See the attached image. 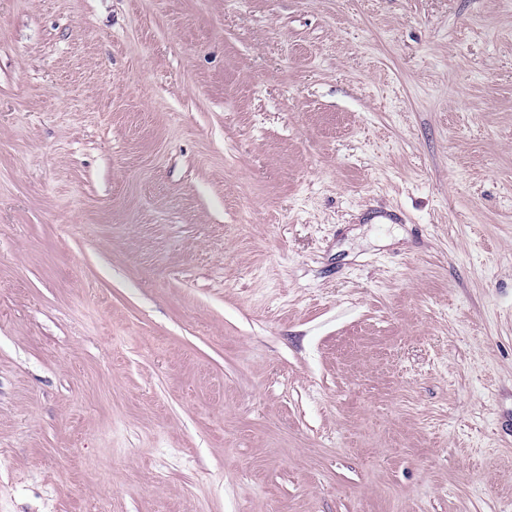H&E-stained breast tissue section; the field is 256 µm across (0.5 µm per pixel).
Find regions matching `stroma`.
I'll return each instance as SVG.
<instances>
[{"instance_id":"obj_1","label":"stroma","mask_w":512,"mask_h":512,"mask_svg":"<svg viewBox=\"0 0 512 512\" xmlns=\"http://www.w3.org/2000/svg\"><path fill=\"white\" fill-rule=\"evenodd\" d=\"M103 504L512 512V0H0V512Z\"/></svg>"}]
</instances>
